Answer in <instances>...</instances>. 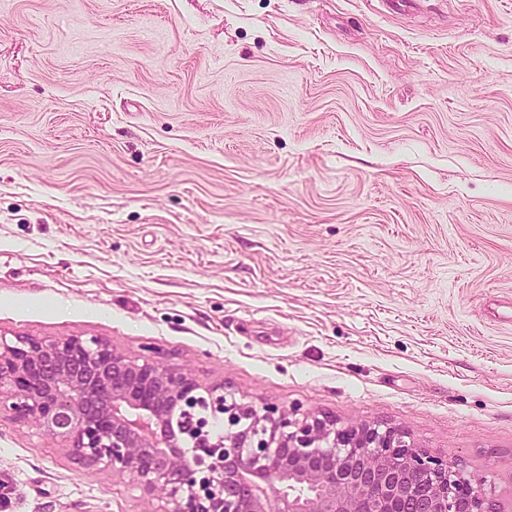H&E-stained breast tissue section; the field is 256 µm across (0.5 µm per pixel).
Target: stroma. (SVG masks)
<instances>
[{
    "instance_id": "stroma-1",
    "label": "stroma",
    "mask_w": 512,
    "mask_h": 512,
    "mask_svg": "<svg viewBox=\"0 0 512 512\" xmlns=\"http://www.w3.org/2000/svg\"><path fill=\"white\" fill-rule=\"evenodd\" d=\"M0 335L401 428L512 512V0H0ZM0 414V512H166Z\"/></svg>"
}]
</instances>
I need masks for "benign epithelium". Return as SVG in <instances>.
I'll return each mask as SVG.
<instances>
[{
  "mask_svg": "<svg viewBox=\"0 0 512 512\" xmlns=\"http://www.w3.org/2000/svg\"><path fill=\"white\" fill-rule=\"evenodd\" d=\"M138 360L97 336H0V411L90 469L128 476L171 512H498L481 481L398 427L293 418L236 400L145 346ZM206 404L224 433L194 415Z\"/></svg>",
  "mask_w": 512,
  "mask_h": 512,
  "instance_id": "1",
  "label": "benign epithelium"
}]
</instances>
